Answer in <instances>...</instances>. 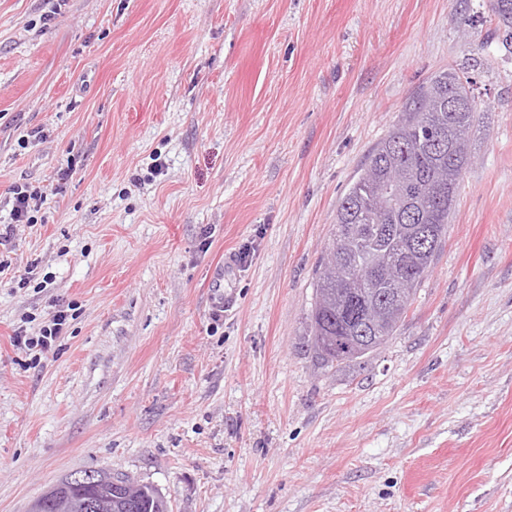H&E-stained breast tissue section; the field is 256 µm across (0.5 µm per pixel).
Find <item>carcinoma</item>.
<instances>
[{
    "label": "carcinoma",
    "instance_id": "carcinoma-1",
    "mask_svg": "<svg viewBox=\"0 0 512 512\" xmlns=\"http://www.w3.org/2000/svg\"><path fill=\"white\" fill-rule=\"evenodd\" d=\"M497 26L512 28V0H495ZM472 97L470 80L451 69L421 85L404 103L388 134L369 152L357 178L336 209L335 230L315 271L314 303L307 316L316 358L325 364L361 359L395 335L409 304L391 308L389 279L406 272L418 288L448 233L463 172L471 164L466 115L448 112V94ZM430 230L426 251L415 247L420 225ZM369 305L379 316V335L348 355L336 353V339L352 334L348 311ZM103 487L112 507L102 512H169L151 485L106 473Z\"/></svg>",
    "mask_w": 512,
    "mask_h": 512
}]
</instances>
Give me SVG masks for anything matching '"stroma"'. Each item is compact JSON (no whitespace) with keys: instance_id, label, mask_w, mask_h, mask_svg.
Returning <instances> with one entry per match:
<instances>
[{"instance_id":"stroma-1","label":"stroma","mask_w":512,"mask_h":512,"mask_svg":"<svg viewBox=\"0 0 512 512\" xmlns=\"http://www.w3.org/2000/svg\"><path fill=\"white\" fill-rule=\"evenodd\" d=\"M493 2L0 0V225L13 185L46 197L0 252V512L99 469L169 512H512V29ZM452 68L479 112L448 234L393 338L322 365L306 317L336 209ZM58 296L54 347L13 346Z\"/></svg>"}]
</instances>
